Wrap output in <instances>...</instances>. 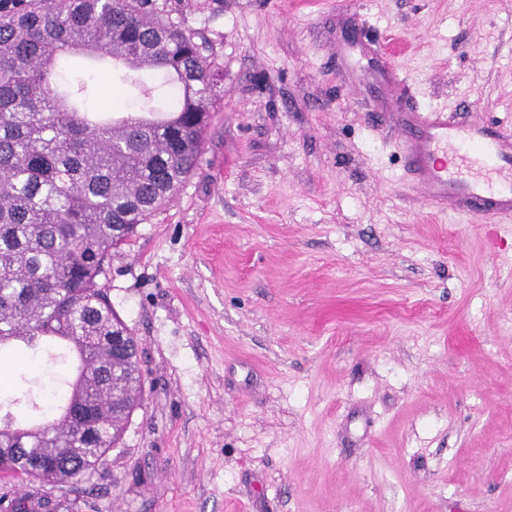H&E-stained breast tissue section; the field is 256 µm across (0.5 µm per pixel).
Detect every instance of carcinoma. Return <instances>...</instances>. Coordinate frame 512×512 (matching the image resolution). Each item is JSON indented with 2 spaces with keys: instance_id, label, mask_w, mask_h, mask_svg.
<instances>
[{
  "instance_id": "obj_1",
  "label": "carcinoma",
  "mask_w": 512,
  "mask_h": 512,
  "mask_svg": "<svg viewBox=\"0 0 512 512\" xmlns=\"http://www.w3.org/2000/svg\"><path fill=\"white\" fill-rule=\"evenodd\" d=\"M205 41L154 0H0V351L18 371L41 343L80 365L61 413L0 416V474L75 484L144 401L138 343L100 284L112 258L198 167L224 74ZM83 53L164 82L157 109L99 121L82 110L106 75L66 82Z\"/></svg>"
}]
</instances>
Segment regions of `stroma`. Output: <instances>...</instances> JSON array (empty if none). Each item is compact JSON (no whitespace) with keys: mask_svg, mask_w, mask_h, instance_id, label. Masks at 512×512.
<instances>
[{"mask_svg":"<svg viewBox=\"0 0 512 512\" xmlns=\"http://www.w3.org/2000/svg\"><path fill=\"white\" fill-rule=\"evenodd\" d=\"M224 73L199 167L101 283L145 400L41 512H512V223L428 204L379 46L423 108L512 129V0H157ZM0 387L36 416L76 376Z\"/></svg>","mask_w":512,"mask_h":512,"instance_id":"35a3bbf8","label":"stroma"}]
</instances>
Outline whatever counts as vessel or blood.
<instances>
[{
    "label": "vessel or blood",
    "mask_w": 512,
    "mask_h": 512,
    "mask_svg": "<svg viewBox=\"0 0 512 512\" xmlns=\"http://www.w3.org/2000/svg\"><path fill=\"white\" fill-rule=\"evenodd\" d=\"M388 82L397 147L423 199L493 224L512 221V133L491 122L458 124L444 108L420 109L403 78Z\"/></svg>",
    "instance_id": "vessel-or-blood-1"
}]
</instances>
